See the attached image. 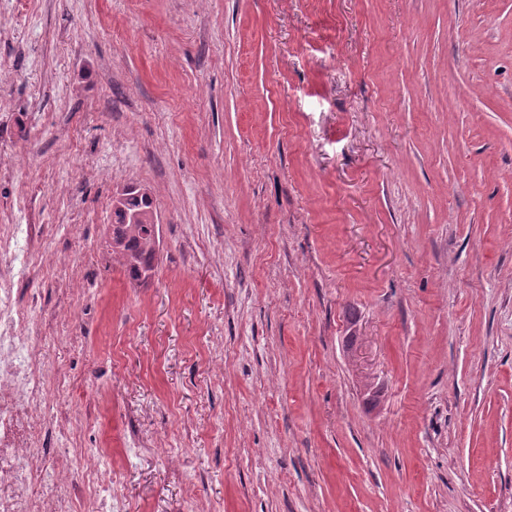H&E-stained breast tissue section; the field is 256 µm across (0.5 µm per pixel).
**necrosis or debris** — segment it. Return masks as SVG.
Returning <instances> with one entry per match:
<instances>
[{
  "label": "necrosis or debris",
  "mask_w": 512,
  "mask_h": 512,
  "mask_svg": "<svg viewBox=\"0 0 512 512\" xmlns=\"http://www.w3.org/2000/svg\"><path fill=\"white\" fill-rule=\"evenodd\" d=\"M13 282L0 273V512H56L60 490L88 480L95 462L87 455L65 472L45 464L44 409L66 393L67 381L36 362L40 307L34 299L20 304Z\"/></svg>",
  "instance_id": "necrosis-or-debris-1"
}]
</instances>
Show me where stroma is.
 Returning a JSON list of instances; mask_svg holds the SVG:
<instances>
[{
  "instance_id": "obj_1",
  "label": "stroma",
  "mask_w": 512,
  "mask_h": 512,
  "mask_svg": "<svg viewBox=\"0 0 512 512\" xmlns=\"http://www.w3.org/2000/svg\"><path fill=\"white\" fill-rule=\"evenodd\" d=\"M17 224L123 512H512V0H0ZM153 209V200L147 193L140 190L124 191L122 197L113 206L114 223L112 224V257L125 267L128 275L136 280L138 268L133 264L152 267L155 255L156 231L158 223L153 215V223H133L132 216L146 213Z\"/></svg>"
}]
</instances>
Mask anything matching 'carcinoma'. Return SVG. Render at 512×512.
<instances>
[{"mask_svg":"<svg viewBox=\"0 0 512 512\" xmlns=\"http://www.w3.org/2000/svg\"><path fill=\"white\" fill-rule=\"evenodd\" d=\"M151 209V196L138 190L124 192L113 206L112 257L125 267L134 280L139 277L138 266L152 267L156 231L150 223L133 222L132 216Z\"/></svg>","mask_w":512,"mask_h":512,"instance_id":"carcinoma-1","label":"carcinoma"}]
</instances>
